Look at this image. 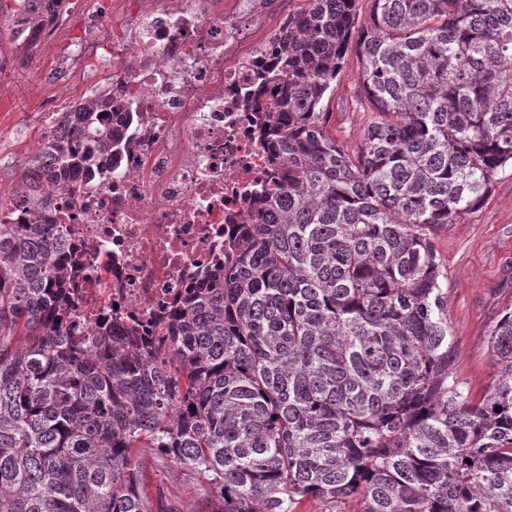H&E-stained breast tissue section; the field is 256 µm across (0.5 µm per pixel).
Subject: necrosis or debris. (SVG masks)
Segmentation results:
<instances>
[{"label":"necrosis or debris","mask_w":512,"mask_h":512,"mask_svg":"<svg viewBox=\"0 0 512 512\" xmlns=\"http://www.w3.org/2000/svg\"><path fill=\"white\" fill-rule=\"evenodd\" d=\"M111 31L76 60L109 57L102 111L122 125L112 158L38 197L15 191L0 220L60 225L86 276L72 298L80 330L103 320L169 343L168 313L232 258L237 228L274 182L255 92L279 35L252 40L256 0H116Z\"/></svg>","instance_id":"necrosis-or-debris-1"}]
</instances>
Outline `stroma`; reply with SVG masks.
<instances>
[{
    "mask_svg": "<svg viewBox=\"0 0 512 512\" xmlns=\"http://www.w3.org/2000/svg\"><path fill=\"white\" fill-rule=\"evenodd\" d=\"M19 0H0V198L21 186L31 156L51 126L44 108L55 88L54 73L66 60L62 44L79 45L95 24L86 0H62L64 25L56 48H45L37 32L47 11L22 12ZM359 58L348 45L336 84L324 101L326 129L349 153L363 140L370 114L359 96ZM434 247L448 270V324L455 337V371L472 394L492 382L497 367L488 335L505 307L512 306V167L498 171L485 203L458 223L437 229ZM141 489L151 502L178 500L183 512H211L199 480L169 463L158 462L150 448Z\"/></svg>",
    "mask_w": 512,
    "mask_h": 512,
    "instance_id": "obj_1",
    "label": "stroma"
}]
</instances>
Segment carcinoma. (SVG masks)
<instances>
[{
	"label": "carcinoma",
	"instance_id": "carcinoma-1",
	"mask_svg": "<svg viewBox=\"0 0 512 512\" xmlns=\"http://www.w3.org/2000/svg\"><path fill=\"white\" fill-rule=\"evenodd\" d=\"M267 83L276 188L233 259L141 350L79 337L57 224L0 221V512H154L138 448L203 479L213 512H512V309L499 376L455 370L433 232L512 166V0H309ZM358 32L372 112L356 157L322 101ZM83 102L31 159L28 189L112 154Z\"/></svg>",
	"mask_w": 512,
	"mask_h": 512
}]
</instances>
